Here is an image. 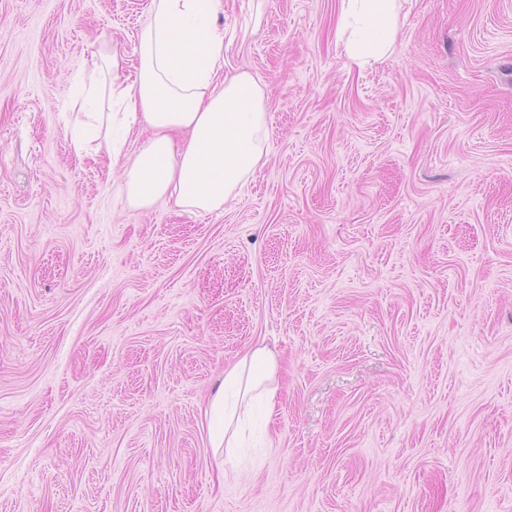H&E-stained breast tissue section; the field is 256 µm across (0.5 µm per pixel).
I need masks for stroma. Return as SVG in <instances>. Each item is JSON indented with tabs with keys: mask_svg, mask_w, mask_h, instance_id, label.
Listing matches in <instances>:
<instances>
[{
	"mask_svg": "<svg viewBox=\"0 0 512 512\" xmlns=\"http://www.w3.org/2000/svg\"><path fill=\"white\" fill-rule=\"evenodd\" d=\"M398 3L360 67L340 0H224L266 142L207 213L131 205L63 116L151 0H0V512H512V0ZM276 370L274 354L266 347L255 348L225 371L224 383L209 397L205 416L210 442L227 461L232 460L234 448H240L242 420L254 399L261 397L267 410H274ZM228 392L234 394V401H228Z\"/></svg>",
	"mask_w": 512,
	"mask_h": 512,
	"instance_id": "1",
	"label": "stroma"
}]
</instances>
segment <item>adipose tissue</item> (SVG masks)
<instances>
[{
    "mask_svg": "<svg viewBox=\"0 0 512 512\" xmlns=\"http://www.w3.org/2000/svg\"><path fill=\"white\" fill-rule=\"evenodd\" d=\"M396 2L340 0L339 33L351 61L363 65L383 54L396 33ZM223 9L224 0H153L136 81H122L115 55L95 54L89 81L67 107L80 153L92 139L110 159L121 154L113 115L104 109L112 101L123 105L126 129L140 124L149 130L123 171L121 190L135 205L166 198L194 211L219 209L263 158L259 85L245 73L218 77L224 30L215 18ZM276 370L274 354L258 347L225 371L205 409L213 448L229 456L239 447L242 420L255 398L274 409Z\"/></svg>",
    "mask_w": 512,
    "mask_h": 512,
    "instance_id": "adipose-tissue-1",
    "label": "adipose tissue"
}]
</instances>
